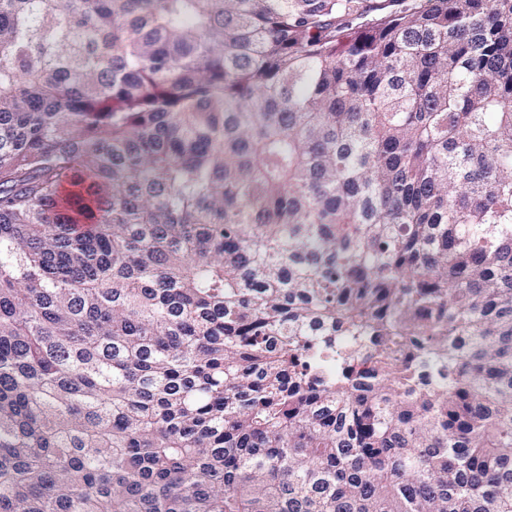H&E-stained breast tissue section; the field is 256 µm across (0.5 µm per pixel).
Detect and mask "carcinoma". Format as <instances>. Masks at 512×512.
I'll list each match as a JSON object with an SVG mask.
<instances>
[{"mask_svg": "<svg viewBox=\"0 0 512 512\" xmlns=\"http://www.w3.org/2000/svg\"><path fill=\"white\" fill-rule=\"evenodd\" d=\"M0 512H512V0H0Z\"/></svg>", "mask_w": 512, "mask_h": 512, "instance_id": "1", "label": "carcinoma"}]
</instances>
